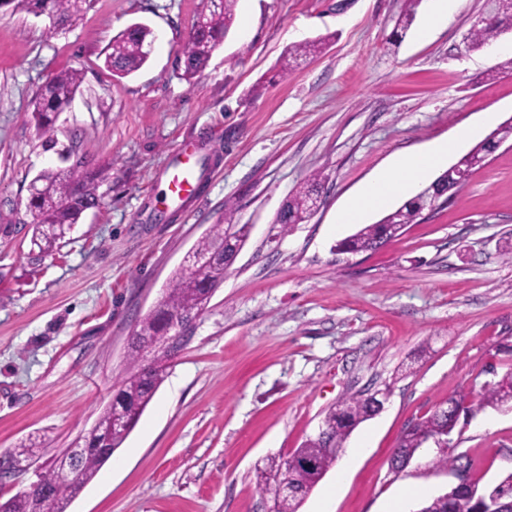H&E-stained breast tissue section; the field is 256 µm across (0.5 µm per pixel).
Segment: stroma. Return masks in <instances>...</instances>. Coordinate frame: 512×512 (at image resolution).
<instances>
[{
    "label": "stroma",
    "instance_id": "obj_1",
    "mask_svg": "<svg viewBox=\"0 0 512 512\" xmlns=\"http://www.w3.org/2000/svg\"><path fill=\"white\" fill-rule=\"evenodd\" d=\"M483 4L456 0L424 40L431 0L400 38L403 0H238L189 83L181 51L208 0H92L62 32L0 7V460L38 441L25 470L0 476L1 499L92 428L126 374L136 322L228 206L250 227L244 247L135 429L67 512H271L256 488L265 459L317 436L344 394L386 384L384 410L344 445L361 450L344 483L328 471L299 512H385L408 487L434 496L457 484L434 466V443L403 470L391 461L411 421L512 366V145L379 250L337 252L357 227L336 218L398 155L463 125L485 137L512 117V73L492 72L500 53L464 41ZM135 22L155 31L153 52L114 77L103 51ZM326 34L324 53L279 75L296 40ZM71 67L80 91L49 144L34 101ZM185 140L210 165L196 198L159 212L157 175ZM63 147L102 169V200L35 261L29 184ZM317 173L318 211L282 230L283 202ZM449 439L473 459L471 478L512 473L511 410L460 418Z\"/></svg>",
    "mask_w": 512,
    "mask_h": 512
}]
</instances>
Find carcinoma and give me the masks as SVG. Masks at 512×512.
I'll return each mask as SVG.
<instances>
[{
    "label": "carcinoma",
    "mask_w": 512,
    "mask_h": 512,
    "mask_svg": "<svg viewBox=\"0 0 512 512\" xmlns=\"http://www.w3.org/2000/svg\"><path fill=\"white\" fill-rule=\"evenodd\" d=\"M14 5L17 11L36 16L45 15L55 25L69 27L79 18L83 6L90 0H3ZM237 0H210L204 24L195 29L182 48L183 68L180 78L192 82L207 66L212 53L223 42L235 21L234 6ZM512 31V0H493L488 22L473 27L468 33L469 46L478 50L495 42L500 36ZM155 38L147 24L129 25L112 37L104 59L105 66L118 77H126L139 70L149 59L147 44ZM332 36H322L302 41L289 48L284 55L281 76L288 75L300 60L314 58L324 52ZM82 83L81 73L67 69L58 73L37 93L32 118L39 137L54 142V123L69 106ZM508 139H512V121H504L493 134L474 147L480 155L490 156ZM103 182L101 174L77 176L74 169L48 167L33 179L34 189L29 194L26 209L32 216V244L38 248L34 259L53 255L68 233L79 223L84 212L96 206L101 199L98 193ZM321 177L312 176L283 203L279 216L281 230L292 224L307 221L311 205L319 198ZM462 189L456 176L450 171L442 173L431 185L424 188L410 201L386 215L377 224H367L354 235L336 245L341 253H357L374 250L401 234L409 224L418 223L422 210L437 197L457 193ZM245 244L248 225L232 222V213L224 215V223L213 225L187 253L190 262L199 255L215 259V269L191 271L181 268L171 278L156 309L142 318L130 336L128 375L112 390V401L87 436L88 452L77 459L76 475L85 486L99 473L114 451L121 447L138 423L147 406L162 384L168 364L172 359L168 342L173 332L170 323L192 310L207 308L215 291L224 279L215 271L226 266L231 254L218 250L224 243V235ZM486 407L512 409V368L499 379L487 382L476 400L464 395L448 397L446 404L438 405L427 416L410 423L403 431L394 452L396 465L413 457L418 448L436 436L451 434L461 413H472ZM379 409V402L372 394H348L323 420L321 431L314 438L305 440L287 456L276 461L266 459L258 471L257 487L260 494L275 491L282 483L288 484V496L275 504L279 512H297L304 497L336 464L344 450V443L353 429L372 418ZM40 484L48 495L18 492L10 497V512H66L72 502L74 490L55 469L40 475ZM512 501V473L494 485H479L471 479L454 485L438 496L426 499L418 505V512H458V506L466 503V512H481L494 500Z\"/></svg>",
    "instance_id": "1"
}]
</instances>
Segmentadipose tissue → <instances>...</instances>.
Masks as SVG:
<instances>
[{
	"mask_svg": "<svg viewBox=\"0 0 512 512\" xmlns=\"http://www.w3.org/2000/svg\"><path fill=\"white\" fill-rule=\"evenodd\" d=\"M472 133L471 127L463 126L455 137L435 141L420 155L398 157L392 167L379 171L365 183L360 193L339 213L338 223H362L368 211L385 207L393 197L406 194L413 182L424 179L444 164Z\"/></svg>",
	"mask_w": 512,
	"mask_h": 512,
	"instance_id": "ef3b65f1",
	"label": "adipose tissue"
}]
</instances>
